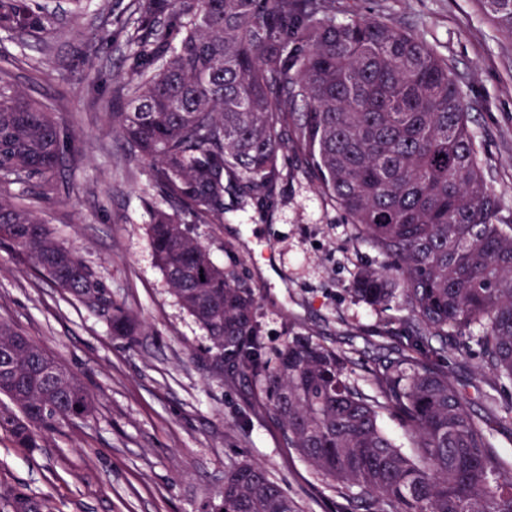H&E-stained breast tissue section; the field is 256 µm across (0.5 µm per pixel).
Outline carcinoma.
Returning a JSON list of instances; mask_svg holds the SVG:
<instances>
[{"mask_svg":"<svg viewBox=\"0 0 512 512\" xmlns=\"http://www.w3.org/2000/svg\"><path fill=\"white\" fill-rule=\"evenodd\" d=\"M512 40V0H478ZM132 25L112 113L122 140L147 163L157 200L149 245L168 287L210 341V368L283 427L288 447L347 502L343 512H512V469L490 433L512 420L476 412L436 361L435 337L478 354L483 372L512 383V224L479 157L470 113L448 58L381 17L337 18L336 0H133ZM55 14L40 0H0V35L38 40ZM72 138L53 112L0 68V248L94 310L113 334L140 323L106 282L47 231L43 215L13 196L27 184L47 198ZM293 151L320 192L386 259L350 291L374 307L400 293L411 312L405 342L371 372L369 395L349 375L353 357L290 336L264 358L254 292L212 259L195 225L224 219L241 184L259 191ZM45 350L0 321V395L18 412L0 427L19 448L88 417L76 377H41ZM397 415L414 441L405 454L381 429ZM10 512H41L22 492ZM225 512H299L266 467L224 471Z\"/></svg>","mask_w":512,"mask_h":512,"instance_id":"1","label":"carcinoma"}]
</instances>
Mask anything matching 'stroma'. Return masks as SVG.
<instances>
[{
  "mask_svg": "<svg viewBox=\"0 0 512 512\" xmlns=\"http://www.w3.org/2000/svg\"><path fill=\"white\" fill-rule=\"evenodd\" d=\"M57 15L47 43L7 42L14 73L51 102L75 146L50 200L39 202L52 236L107 283L112 298L141 321L138 336L113 335L107 321L39 276L23 257L0 250V319L75 373L94 399L92 414L59 425L39 448L16 447L0 429V496L18 489L44 512H208L224 472L243 460L266 465L301 512H339L344 502L283 439L269 414L251 408L245 385L209 369V341L170 292L148 242L152 198L147 164L131 157L112 123L124 42L91 48L87 37L116 31L132 0H49ZM347 16H387L445 54L469 107L489 181L512 220V41L476 0H342ZM223 222L197 228L213 259L259 299L266 354L287 337L313 336L352 351L365 391L381 322L401 332L411 314L402 297L376 309L350 291L359 272L384 259L356 236L342 210L317 190L293 154L270 191L225 200ZM445 357L454 380L478 383L479 412L512 406L474 358Z\"/></svg>",
  "mask_w": 512,
  "mask_h": 512,
  "instance_id": "35a3bbf8",
  "label": "stroma"
}]
</instances>
